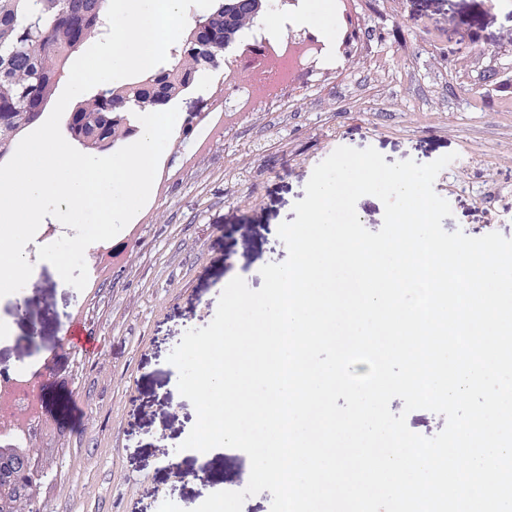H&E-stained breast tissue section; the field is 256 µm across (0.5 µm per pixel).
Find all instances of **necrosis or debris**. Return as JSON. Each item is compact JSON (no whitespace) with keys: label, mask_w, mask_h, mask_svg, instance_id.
I'll use <instances>...</instances> for the list:
<instances>
[{"label":"necrosis or debris","mask_w":512,"mask_h":512,"mask_svg":"<svg viewBox=\"0 0 512 512\" xmlns=\"http://www.w3.org/2000/svg\"><path fill=\"white\" fill-rule=\"evenodd\" d=\"M248 41V53L224 67V97L216 102L224 114V128L213 133V141L232 134L242 118L293 103L303 91L342 73L354 56L364 53L360 44L346 46L341 30L332 48L313 33L298 34L289 26L278 35L255 28ZM52 371L48 358L25 370L0 365V446L28 448L41 443L48 425L45 386Z\"/></svg>","instance_id":"1"}]
</instances>
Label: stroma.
<instances>
[{
    "instance_id": "1",
    "label": "stroma",
    "mask_w": 512,
    "mask_h": 512,
    "mask_svg": "<svg viewBox=\"0 0 512 512\" xmlns=\"http://www.w3.org/2000/svg\"><path fill=\"white\" fill-rule=\"evenodd\" d=\"M451 29L494 61L496 74L480 92H469L457 71L433 66L431 46ZM510 40L512 0H402L374 35L381 76L356 59L296 111L242 120L233 144L206 155V124L188 138L173 130L154 198L114 238L120 245L143 230L133 270L77 290L59 286L52 264L34 261L27 284L0 297V363L24 367L52 356L75 365L47 390L60 431L35 451L50 470L41 512H159L164 500L193 512L236 484L250 465L245 453L182 449L194 407L168 357L186 331L210 324L232 278L256 290L261 268L286 260L276 230L295 219L314 167L337 147L371 146L390 164L455 153L434 182L452 209L443 228L512 239ZM222 81L219 71L201 76L176 101L179 117L211 113ZM241 145L254 150V173L239 187L230 172ZM81 312L92 336L85 349L69 338Z\"/></svg>"
}]
</instances>
